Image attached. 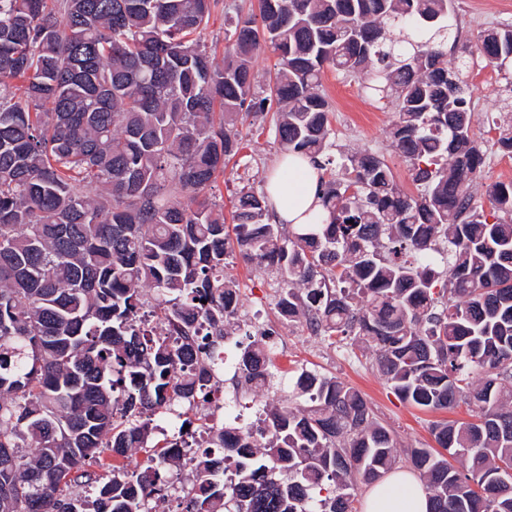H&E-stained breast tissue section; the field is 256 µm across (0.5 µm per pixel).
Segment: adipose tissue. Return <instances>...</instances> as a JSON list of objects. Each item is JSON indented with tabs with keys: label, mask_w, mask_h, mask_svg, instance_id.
<instances>
[{
	"label": "adipose tissue",
	"mask_w": 512,
	"mask_h": 512,
	"mask_svg": "<svg viewBox=\"0 0 512 512\" xmlns=\"http://www.w3.org/2000/svg\"><path fill=\"white\" fill-rule=\"evenodd\" d=\"M265 191L274 223L302 229L306 224H323L328 216L322 207L320 168L308 156H282L265 178ZM431 501L413 475L392 472L374 483L365 498L364 512H430Z\"/></svg>",
	"instance_id": "obj_1"
}]
</instances>
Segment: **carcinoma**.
<instances>
[{"label":"carcinoma","mask_w":512,"mask_h":512,"mask_svg":"<svg viewBox=\"0 0 512 512\" xmlns=\"http://www.w3.org/2000/svg\"><path fill=\"white\" fill-rule=\"evenodd\" d=\"M453 4L259 0L230 22L218 66L215 0H0V512H152L190 412L220 385L224 344L245 383L278 379L268 332L227 330L240 286L224 271L223 207L200 198L241 149L242 112L272 115L284 151L329 170V220L309 233H282L267 196L239 191L236 245L287 283L281 317L370 345L404 402L475 406V422H433L443 452L413 448L410 467L432 512H512V182L470 190L487 149L469 62L435 42L458 43ZM263 47L277 57L266 95ZM478 50L512 65V24ZM327 68L369 70L370 95L393 99L391 147L417 194L371 151L328 153ZM493 129L512 157V121ZM294 390L307 408L264 403L254 429L199 431L181 512H356L359 484L395 464L392 434L334 377L303 370ZM71 484L92 496H67Z\"/></svg>","instance_id":"obj_1"}]
</instances>
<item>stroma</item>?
<instances>
[{"instance_id": "obj_1", "label": "stroma", "mask_w": 512, "mask_h": 512, "mask_svg": "<svg viewBox=\"0 0 512 512\" xmlns=\"http://www.w3.org/2000/svg\"><path fill=\"white\" fill-rule=\"evenodd\" d=\"M455 18L459 28L458 47L470 51L474 110L473 130L488 147L481 177L475 185L476 195H483L486 185L496 181H512V158L499 155L492 147L497 137L487 118L512 119V111L503 107L512 72L497 70L477 53V36L481 31L512 24V0H456ZM364 75L346 76L325 71L322 90L330 104L331 127L337 150L367 149L383 158L397 182L408 193H415L404 161L391 147L388 132L395 119L392 100H379L362 87ZM263 131L250 134V120L238 118L236 127L244 131L240 152L227 162L211 190L217 202L230 203L241 188L263 193V176L271 170L282 151L275 139L271 119L262 122ZM227 270L240 283L243 301L239 322H251L272 330L276 338L273 358L284 371L304 367L335 377L357 389L371 404L376 419L389 430L397 443L396 466L408 468L407 454L413 448H431L435 442L430 432L432 422L447 419L473 420L475 407L459 404L452 410L429 411L402 402L395 397L380 375L371 351L359 346L332 345L316 336L305 323L283 320L275 307L279 278L274 271L246 262L237 245H230L226 255Z\"/></svg>"}]
</instances>
